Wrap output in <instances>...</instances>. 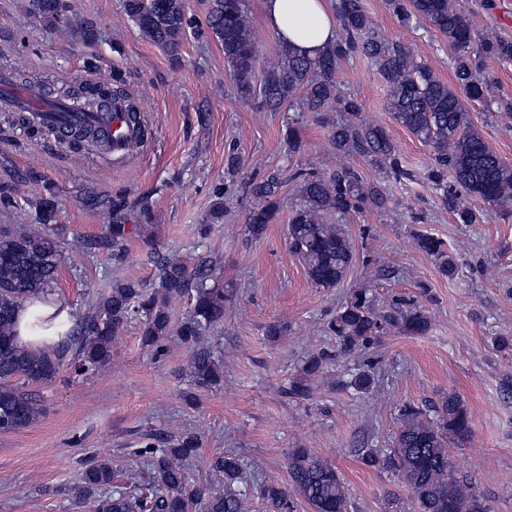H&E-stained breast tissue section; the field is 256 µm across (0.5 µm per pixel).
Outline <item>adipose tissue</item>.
I'll return each instance as SVG.
<instances>
[{"instance_id":"obj_1","label":"adipose tissue","mask_w":512,"mask_h":512,"mask_svg":"<svg viewBox=\"0 0 512 512\" xmlns=\"http://www.w3.org/2000/svg\"><path fill=\"white\" fill-rule=\"evenodd\" d=\"M263 11L269 29L297 51L313 55L336 41L338 21L328 0H263ZM70 320L55 296L28 300L16 313V341L29 349L51 346Z\"/></svg>"}]
</instances>
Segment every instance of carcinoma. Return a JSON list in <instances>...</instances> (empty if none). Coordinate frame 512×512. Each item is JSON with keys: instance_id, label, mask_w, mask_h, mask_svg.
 Segmentation results:
<instances>
[{"instance_id": "carcinoma-1", "label": "carcinoma", "mask_w": 512, "mask_h": 512, "mask_svg": "<svg viewBox=\"0 0 512 512\" xmlns=\"http://www.w3.org/2000/svg\"><path fill=\"white\" fill-rule=\"evenodd\" d=\"M398 23L404 27L423 20L448 38L455 55L451 86L430 68L418 63L404 46L390 43L372 26L361 0H336L337 19L345 37L311 56L288 46L277 61L256 76V46L251 35L245 0H209L205 26L185 10L184 0H122L127 18L142 36L177 55L188 35L213 37L224 50L238 93L271 112L279 111L289 99L300 97L304 111L316 116L330 110L347 112L352 120L331 128L330 141L336 153L357 155L375 164L386 177L409 176L400 153L386 129L359 118L356 98L343 95L336 85L339 62L349 54L364 56L386 83L388 108L394 119L419 141L429 146L433 163L427 180L457 223L477 224L481 214L462 204L463 195L474 196L501 208L512 207V167L505 164L474 127L464 112L456 88L473 100L485 97L489 82L483 76L490 57L512 59V41L490 38L476 32L452 0H389ZM27 12L35 22L63 30L75 39L94 36V24L70 16L68 0H27ZM84 83H63L55 98L76 103L88 114L99 112L110 102L124 108L126 124L137 134L127 140L134 151L148 135L144 116L122 89L117 73L93 71ZM12 124L41 135H52L36 125L34 116L16 109L9 113ZM63 147L80 154L106 152L108 147L92 126L76 124L64 133ZM289 179L298 182V202L288 221L289 249L302 261L310 282L326 290L337 287L355 260L351 237L328 218L361 213L367 208L383 209L388 199L375 185L345 167L327 176L297 170ZM285 179L272 172L247 185L263 202L248 218L249 233L258 239L278 209ZM32 223L56 222L55 195L50 190L26 199ZM124 206L112 202V224L108 233L88 243L89 249H104L121 260L126 244L137 229L128 225ZM224 220V188L214 191V202L206 222ZM416 249L430 258L440 274H458L456 254L442 238L418 231ZM62 262L56 239L35 229L0 231V432H11L32 424L42 413L40 396L25 390L28 385H47L60 373L84 377L112 359V343L123 328L136 320L141 342L155 352L176 335L191 350L189 366L195 382L203 386L221 383V364L210 348L202 345L205 333L224 322V288L209 284L212 266L203 261L191 268L174 259L158 262L156 280L147 288L139 282H117L98 294L90 311L78 315L52 349H24L14 342L15 312L25 301L40 293H51ZM193 294L191 314L180 325L173 324L168 303ZM431 318L418 300L395 296L386 308H378L376 295L365 286L352 291L326 325L343 351L356 352L376 344L390 332L425 336ZM329 356L312 354L293 380L288 394L307 398V378L324 370ZM370 372L352 376L357 392L370 391ZM401 426L393 447L362 455L364 464L397 474L414 498L416 512H491L488 499L467 481L457 477L449 449L472 436V419L466 402L450 394L430 407L406 404L400 413ZM199 440L193 435L165 440L144 435L132 453L148 471L135 490L114 485L112 459L92 457L84 462L77 491L79 501L92 505L91 512H244L249 486L244 462L236 455L218 453L207 469L222 488L213 489L190 481L185 461L195 455ZM289 484L269 480L260 486L264 512H294L293 497L302 498L311 512H350L351 501L336 468L305 448H292L287 456Z\"/></svg>"}]
</instances>
